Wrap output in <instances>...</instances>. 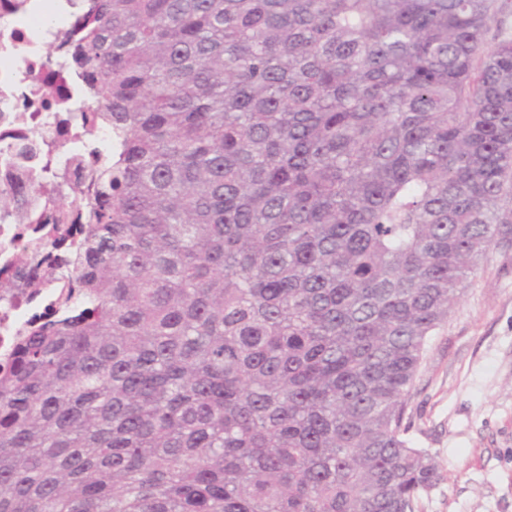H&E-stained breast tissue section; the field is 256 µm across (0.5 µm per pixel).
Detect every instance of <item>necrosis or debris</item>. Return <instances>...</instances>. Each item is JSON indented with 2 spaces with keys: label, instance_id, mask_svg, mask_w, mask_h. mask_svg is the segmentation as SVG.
Masks as SVG:
<instances>
[{
  "label": "necrosis or debris",
  "instance_id": "necrosis-or-debris-1",
  "mask_svg": "<svg viewBox=\"0 0 512 512\" xmlns=\"http://www.w3.org/2000/svg\"><path fill=\"white\" fill-rule=\"evenodd\" d=\"M37 0H0V188L30 186L40 180L42 167L48 162L47 152L30 159L11 155L12 146L28 142L68 141L71 153L78 155L81 165L67 175L69 193L91 198L94 188L87 178V167L96 153L110 149L112 134L101 128L94 142L72 140L73 112L79 107V77L71 72L68 43L58 38L59 29L73 27L74 10H67L59 29L49 30L39 38ZM56 45L54 55L43 52L45 42ZM30 225L0 219V271H8L15 280L31 276L30 267L16 263L13 252L26 245Z\"/></svg>",
  "mask_w": 512,
  "mask_h": 512
}]
</instances>
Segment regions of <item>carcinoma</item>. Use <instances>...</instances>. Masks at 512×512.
Segmentation results:
<instances>
[{
	"mask_svg": "<svg viewBox=\"0 0 512 512\" xmlns=\"http://www.w3.org/2000/svg\"><path fill=\"white\" fill-rule=\"evenodd\" d=\"M499 2L84 0L70 64L112 157L0 356V512H417L409 390L512 253Z\"/></svg>",
	"mask_w": 512,
	"mask_h": 512,
	"instance_id": "cac0c4a2",
	"label": "carcinoma"
}]
</instances>
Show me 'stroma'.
Masks as SVG:
<instances>
[{"instance_id": "stroma-1", "label": "stroma", "mask_w": 512, "mask_h": 512, "mask_svg": "<svg viewBox=\"0 0 512 512\" xmlns=\"http://www.w3.org/2000/svg\"><path fill=\"white\" fill-rule=\"evenodd\" d=\"M405 422L440 476L419 512H512V256L483 263L431 336Z\"/></svg>"}]
</instances>
